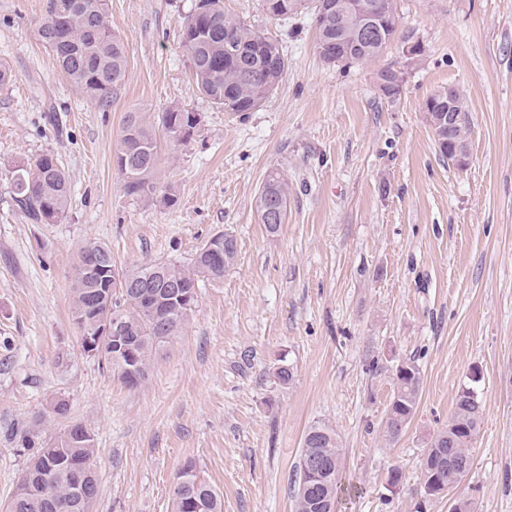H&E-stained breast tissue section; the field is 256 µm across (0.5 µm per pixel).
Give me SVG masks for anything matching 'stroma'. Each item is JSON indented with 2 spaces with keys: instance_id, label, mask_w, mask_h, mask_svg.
Returning a JSON list of instances; mask_svg holds the SVG:
<instances>
[{
  "instance_id": "obj_1",
  "label": "stroma",
  "mask_w": 512,
  "mask_h": 512,
  "mask_svg": "<svg viewBox=\"0 0 512 512\" xmlns=\"http://www.w3.org/2000/svg\"><path fill=\"white\" fill-rule=\"evenodd\" d=\"M196 2L108 0L128 67L104 107L37 39L44 0H0V68L13 74L0 86V512L28 463L25 432L49 441L78 422L97 448L93 512H172L189 461L223 492L224 512H294L303 437L318 421L343 448L336 512H448L459 497L474 512H512V0H397L395 41L351 66L323 62L310 15L281 21L263 0H223L288 58L244 119L196 87L180 38ZM415 43L422 53L407 61ZM390 65L405 72L394 100L374 81ZM447 87L468 105L463 168L442 159L425 117ZM173 105L197 112L200 130L161 166L176 205L147 206L124 194L115 152L128 112ZM47 152L72 195L60 221L34 224L11 172ZM274 170L289 196L272 234L255 200ZM221 232L237 242L235 265L198 288L141 386L83 351L70 313L83 242L106 243L126 268L186 264ZM409 359L422 372L418 406L390 443L393 372ZM476 367L473 466L446 496L422 498L426 443ZM57 397L67 417H52Z\"/></svg>"
}]
</instances>
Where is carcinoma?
<instances>
[{
    "instance_id": "cac0c4a2",
    "label": "carcinoma",
    "mask_w": 512,
    "mask_h": 512,
    "mask_svg": "<svg viewBox=\"0 0 512 512\" xmlns=\"http://www.w3.org/2000/svg\"><path fill=\"white\" fill-rule=\"evenodd\" d=\"M268 14L288 18L308 12L313 15L319 54L333 65L365 63L379 57L395 40L399 26L396 0H342L339 11L318 12V0H264ZM107 0H45V11L37 37L49 48L61 71L84 96L107 104L122 87L127 72L123 43L106 22ZM182 48L199 91L213 105L239 118L254 111L278 86L288 70L278 40L269 38L224 15L223 0H199L185 17ZM454 111L457 123L450 127L445 113ZM432 113L434 140L442 158L454 161L453 148L469 144L467 103L457 90L436 91L426 102ZM192 111L171 106L153 115L133 111L126 114L116 152L117 169L124 193L149 203H176L172 188L160 189L156 174L164 148L189 143L198 131ZM14 200L34 224H52L66 212L71 183L54 155L44 154L35 162L12 171ZM279 205L281 219L288 209V182L278 172L265 179L256 199V209ZM237 244L233 237L198 249L188 264L147 262L123 269L125 286L112 284V249L89 240L78 249L71 283V314L80 334L94 331L96 322L117 320L123 335L140 341L136 356L129 360L113 356L105 365L125 386L136 388L148 377L156 357L166 343L181 335L195 307L197 288L203 279L219 280L233 266ZM395 370L396 390L390 401L383 433L395 441L411 421L418 404L421 370L414 361ZM483 407L477 390L462 386L448 426L427 442L422 475L431 483L423 493L443 495L460 480V471L472 466L471 449L479 434ZM94 434L81 423L43 442L32 453L27 471L40 473L55 460L80 456L94 464ZM318 456L324 462L341 461L342 448L336 431L321 422L307 429L298 463L294 512H335L338 471H306V461ZM186 483L173 492V512H224V495L200 477L193 463L181 470ZM74 477L58 472L35 484L24 496L13 494L8 512H55L54 504H71L70 512H85L73 499Z\"/></svg>"
}]
</instances>
